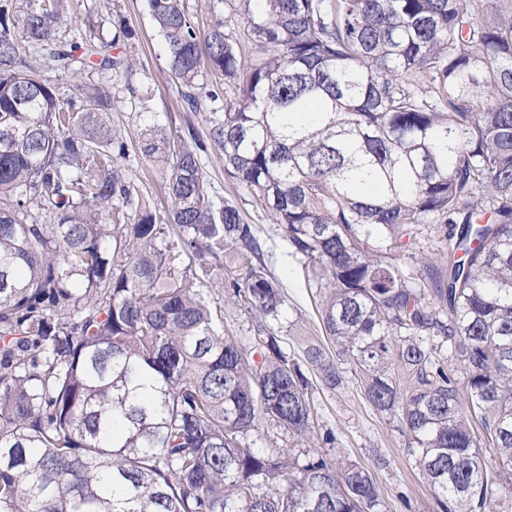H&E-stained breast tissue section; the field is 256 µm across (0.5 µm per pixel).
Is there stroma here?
I'll list each match as a JSON object with an SVG mask.
<instances>
[{
    "label": "stroma",
    "instance_id": "stroma-1",
    "mask_svg": "<svg viewBox=\"0 0 512 512\" xmlns=\"http://www.w3.org/2000/svg\"><path fill=\"white\" fill-rule=\"evenodd\" d=\"M67 5L73 23H81L91 15L100 16L101 32L107 39L111 38L116 23H126L135 36L124 49L140 63L131 83L136 91L148 94L152 111L161 121L169 123L172 130L190 122L199 134H206L204 112L187 111L179 87L171 77L165 50L149 14L148 0H67ZM204 171L210 193L232 196L249 223L268 225L265 212L251 197L242 192H229L221 150L210 149L204 159ZM266 262L285 288V321L294 323L297 332H303L309 339H321L318 303L306 288L300 274L301 264L289 254L287 243L278 241ZM338 369L342 376L338 388L329 390L318 385L313 390L319 427L334 430L336 451L371 466L373 480L389 512H439L429 483L407 452L406 436L397 421L370 405L347 364H339ZM378 457L384 464L376 468L372 462Z\"/></svg>",
    "mask_w": 512,
    "mask_h": 512
}]
</instances>
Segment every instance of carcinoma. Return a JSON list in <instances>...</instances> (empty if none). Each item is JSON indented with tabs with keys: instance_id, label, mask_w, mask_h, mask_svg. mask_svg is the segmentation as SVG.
I'll return each instance as SVG.
<instances>
[{
	"instance_id": "obj_1",
	"label": "carcinoma",
	"mask_w": 512,
	"mask_h": 512,
	"mask_svg": "<svg viewBox=\"0 0 512 512\" xmlns=\"http://www.w3.org/2000/svg\"><path fill=\"white\" fill-rule=\"evenodd\" d=\"M148 7L187 110L210 102L205 140L112 129L100 75L137 71L110 54L131 30L0 0V512H388L365 466L263 429L299 446L318 412L263 228L208 190L213 146L301 257L321 384L350 364L440 512H509L512 0H224L203 49L185 0ZM53 73L86 79L71 95ZM133 150L164 174L163 217Z\"/></svg>"
}]
</instances>
